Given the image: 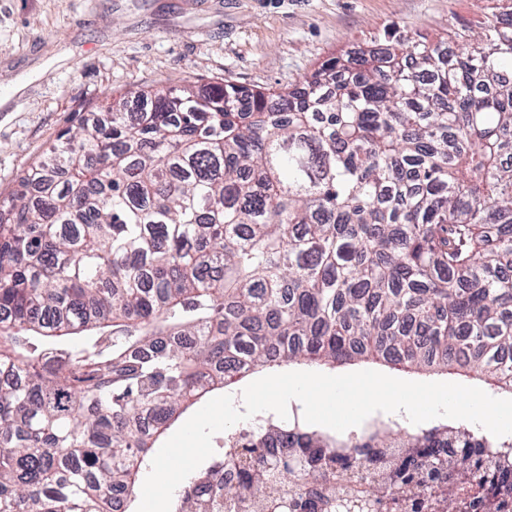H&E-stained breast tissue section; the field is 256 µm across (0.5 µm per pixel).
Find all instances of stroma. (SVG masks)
<instances>
[{
    "instance_id": "stroma-1",
    "label": "stroma",
    "mask_w": 512,
    "mask_h": 512,
    "mask_svg": "<svg viewBox=\"0 0 512 512\" xmlns=\"http://www.w3.org/2000/svg\"><path fill=\"white\" fill-rule=\"evenodd\" d=\"M496 0H0V201L79 113L117 93L203 85L285 89L389 27L478 31Z\"/></svg>"
}]
</instances>
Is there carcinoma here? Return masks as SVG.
Here are the masks:
<instances>
[{
  "mask_svg": "<svg viewBox=\"0 0 512 512\" xmlns=\"http://www.w3.org/2000/svg\"><path fill=\"white\" fill-rule=\"evenodd\" d=\"M285 92H138L82 117L0 202V512H114L206 394L260 367L367 357L468 368L512 395V3L449 56L384 32ZM452 428L382 426L430 464ZM271 443L303 474L236 458L272 505L353 442ZM363 451L342 465L337 493ZM177 512H196L183 489Z\"/></svg>",
  "mask_w": 512,
  "mask_h": 512,
  "instance_id": "1",
  "label": "carcinoma"
}]
</instances>
